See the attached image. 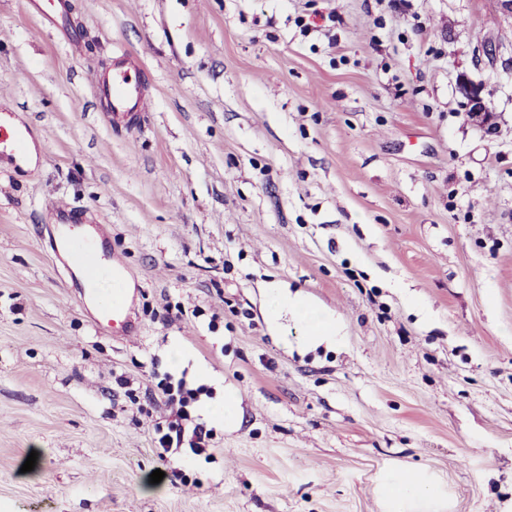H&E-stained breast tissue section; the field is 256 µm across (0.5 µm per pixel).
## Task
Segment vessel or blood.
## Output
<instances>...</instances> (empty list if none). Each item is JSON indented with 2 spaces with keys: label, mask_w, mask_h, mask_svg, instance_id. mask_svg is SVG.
<instances>
[{
  "label": "vessel or blood",
  "mask_w": 512,
  "mask_h": 512,
  "mask_svg": "<svg viewBox=\"0 0 512 512\" xmlns=\"http://www.w3.org/2000/svg\"><path fill=\"white\" fill-rule=\"evenodd\" d=\"M29 10L42 24L71 47L79 40L66 18L47 0H28ZM95 86L106 102L105 112L113 126L121 127L140 118L148 93L144 73L129 54L119 53L112 59L108 73L95 77ZM31 131L17 124L11 113H0V163L20 167L26 160L23 144ZM48 246L55 259L70 271L78 272L83 287L78 301L91 310V321L102 332L120 331L122 337L138 330L130 315L127 284L129 273L112 255L106 235L94 213L88 209L58 205L52 209Z\"/></svg>",
  "instance_id": "vessel-or-blood-1"
}]
</instances>
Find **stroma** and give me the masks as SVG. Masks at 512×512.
Instances as JSON below:
<instances>
[{"instance_id": "1", "label": "stroma", "mask_w": 512, "mask_h": 512, "mask_svg": "<svg viewBox=\"0 0 512 512\" xmlns=\"http://www.w3.org/2000/svg\"><path fill=\"white\" fill-rule=\"evenodd\" d=\"M67 2L76 50L0 0V110L36 152L0 171V512H512L500 0ZM317 13L334 23L302 33ZM118 52L150 106L116 129L93 78ZM58 203L99 215L139 284L137 335L78 305L48 248ZM272 279L337 336L270 322ZM163 380L198 392L165 454ZM405 471L413 488L388 496ZM457 88L461 97L464 99L467 112L476 119H484V125L487 130L491 132L493 130V124L488 108L492 111L493 106L490 99L487 102L488 94L483 92L482 86L474 84L465 75H462L458 79Z\"/></svg>"}]
</instances>
